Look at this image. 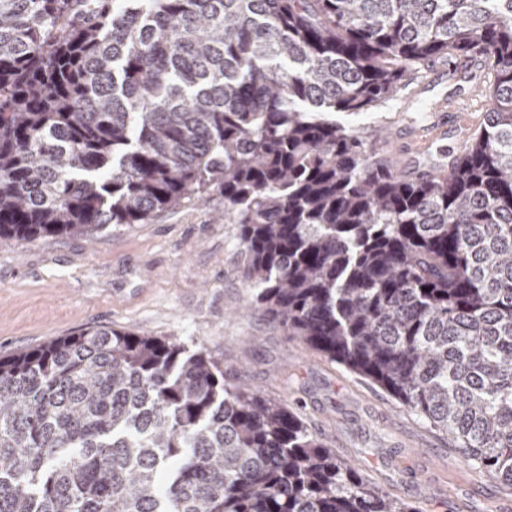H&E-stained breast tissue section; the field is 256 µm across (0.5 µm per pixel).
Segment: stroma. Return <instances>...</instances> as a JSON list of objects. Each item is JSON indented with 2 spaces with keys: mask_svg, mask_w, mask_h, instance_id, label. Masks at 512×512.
Returning a JSON list of instances; mask_svg holds the SVG:
<instances>
[{
  "mask_svg": "<svg viewBox=\"0 0 512 512\" xmlns=\"http://www.w3.org/2000/svg\"><path fill=\"white\" fill-rule=\"evenodd\" d=\"M448 67L436 60L344 124L365 136L384 126L372 155L418 177L486 121L491 71L472 63L441 78ZM245 261L216 191L91 239H0V356L100 326L200 345L227 381L287 405L365 481L419 512H512V489L466 467L445 434L256 309Z\"/></svg>",
  "mask_w": 512,
  "mask_h": 512,
  "instance_id": "1",
  "label": "stroma"
}]
</instances>
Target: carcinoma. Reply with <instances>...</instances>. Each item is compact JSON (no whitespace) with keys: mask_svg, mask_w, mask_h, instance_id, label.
<instances>
[{"mask_svg":"<svg viewBox=\"0 0 512 512\" xmlns=\"http://www.w3.org/2000/svg\"><path fill=\"white\" fill-rule=\"evenodd\" d=\"M494 72L448 172L328 118L436 59ZM224 196L253 302L512 487V0H0V239ZM0 512H416L203 346L0 357Z\"/></svg>","mask_w":512,"mask_h":512,"instance_id":"1","label":"carcinoma"}]
</instances>
